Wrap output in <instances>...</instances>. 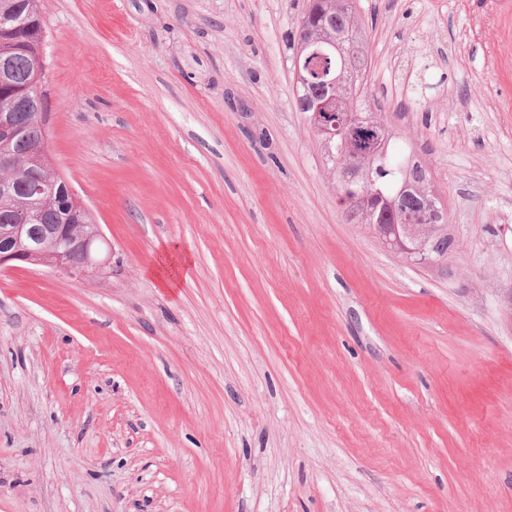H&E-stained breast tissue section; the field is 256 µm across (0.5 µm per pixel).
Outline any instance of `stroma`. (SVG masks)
Listing matches in <instances>:
<instances>
[{
  "mask_svg": "<svg viewBox=\"0 0 512 512\" xmlns=\"http://www.w3.org/2000/svg\"><path fill=\"white\" fill-rule=\"evenodd\" d=\"M306 3L48 0L49 147L114 254L0 271V512H512V12L358 0L456 240L426 269L338 203ZM158 270V271H157ZM187 258L183 252H175L169 255L160 256L157 260V269L153 270L159 280V283L164 288L172 286V280L178 273H186Z\"/></svg>",
  "mask_w": 512,
  "mask_h": 512,
  "instance_id": "obj_1",
  "label": "stroma"
}]
</instances>
